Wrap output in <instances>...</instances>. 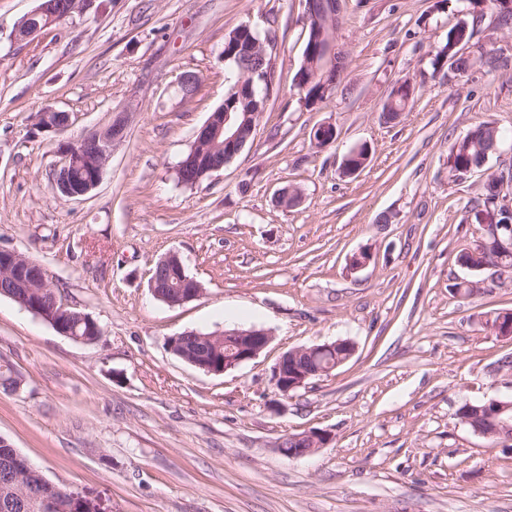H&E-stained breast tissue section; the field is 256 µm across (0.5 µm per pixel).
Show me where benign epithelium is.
<instances>
[{"instance_id":"1","label":"benign epithelium","mask_w":512,"mask_h":512,"mask_svg":"<svg viewBox=\"0 0 512 512\" xmlns=\"http://www.w3.org/2000/svg\"><path fill=\"white\" fill-rule=\"evenodd\" d=\"M304 2V19L316 21L313 40L319 43L320 56L324 62L332 65L342 52L336 50L335 8L320 14L314 11V0ZM62 20L60 10L51 0L32 10L20 20L13 33L16 42L32 41L45 28ZM70 125V115L66 112L46 109L39 113L34 129L42 132L60 134ZM124 121L116 120L109 125L94 130L78 140H61L57 143L59 164L54 173V186L57 192L68 199H78L90 193L100 183L103 169L112 156L113 147L122 138ZM317 137L313 144L322 142L332 144L336 139V128L330 122H322L314 127ZM245 147L235 130V122L228 112H215L197 131L196 140L191 145V153L197 150L224 149V157L231 160ZM48 287L47 273L37 262L12 250L0 249V296L13 299L23 308L56 325L54 315L43 311L30 300L35 288ZM149 288L155 298L170 305H180L200 298L204 288L195 279L185 273L184 265L175 253H169L158 260L156 271L149 280ZM224 341V362L217 367L214 362L205 363L197 359L186 358L189 364L208 373H226L255 359L271 342L269 331L257 328L226 329L222 334L200 335L198 341L206 347H215ZM355 353L354 343L340 340L312 346L293 348L285 352L278 360L273 381L279 392L286 395L295 391L318 376L328 375L347 362ZM470 414L469 421L475 423V433L484 437L512 438V425L507 417L512 410V402L492 399L482 407L466 403ZM299 442L302 447L286 449L288 441ZM329 437L322 431L309 430L291 438L283 437L278 447L289 457H300L322 447ZM5 472L11 477L25 482V485L42 495V504L49 512H69L70 502L79 506V512H102L91 500L75 492H68L53 485L29 465L17 451H10Z\"/></svg>"}]
</instances>
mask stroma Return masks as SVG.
<instances>
[{
    "mask_svg": "<svg viewBox=\"0 0 512 512\" xmlns=\"http://www.w3.org/2000/svg\"><path fill=\"white\" fill-rule=\"evenodd\" d=\"M436 2L346 0L336 48L348 66L310 109L293 83L302 0H96L29 43L11 32L38 0H0V247L41 264L103 330L75 341L0 297V361L23 378L0 391V436L47 480L105 512H512V440L456 415L465 401L512 396L499 370L512 335L485 326L512 311V279L488 268L475 274L482 295L455 289L487 177L512 169V149L448 179L453 140L482 121L512 131V32L490 13L466 47L498 58V71L433 72L458 20ZM242 25L271 41L270 96L242 152L182 187L175 167L224 101V40ZM185 74L198 78L190 95ZM404 80L414 100L384 122ZM47 108L70 114L62 135L33 131ZM121 112L125 137L99 186L60 197L59 139ZM324 121L336 139L320 150L310 132ZM363 144L366 167L342 176ZM289 184L302 202L275 206ZM171 252L202 284L199 299L151 295V271ZM362 252L367 264L351 267ZM237 326L272 341L220 375L167 345ZM338 339L356 345L347 363L289 395L276 389L284 352ZM311 429L329 442L281 454L282 434Z\"/></svg>",
    "mask_w": 512,
    "mask_h": 512,
    "instance_id": "obj_1",
    "label": "stroma"
}]
</instances>
